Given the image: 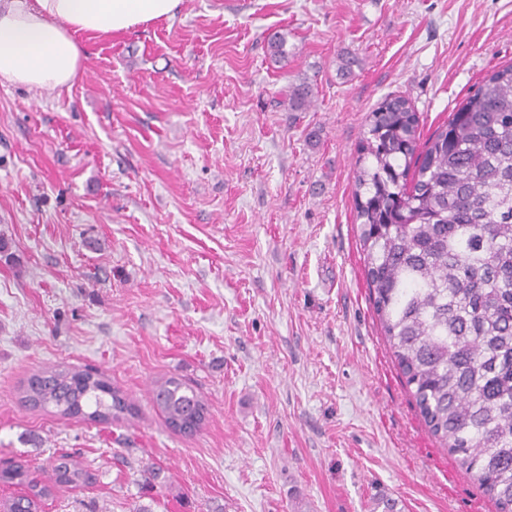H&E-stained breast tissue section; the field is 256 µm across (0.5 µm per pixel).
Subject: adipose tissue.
<instances>
[{
  "instance_id": "ef3b65f1",
  "label": "adipose tissue",
  "mask_w": 512,
  "mask_h": 512,
  "mask_svg": "<svg viewBox=\"0 0 512 512\" xmlns=\"http://www.w3.org/2000/svg\"><path fill=\"white\" fill-rule=\"evenodd\" d=\"M181 0H0V81L30 90L70 87L82 34L120 33L175 15Z\"/></svg>"
}]
</instances>
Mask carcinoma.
<instances>
[{"label":"carcinoma","instance_id":"carcinoma-1","mask_svg":"<svg viewBox=\"0 0 512 512\" xmlns=\"http://www.w3.org/2000/svg\"><path fill=\"white\" fill-rule=\"evenodd\" d=\"M285 34L268 37L288 58ZM308 82L288 87V106L307 109ZM352 198L364 271L381 332L428 431L494 502L512 512V64L493 70L424 145L403 96L366 117ZM169 425L206 408L179 379L155 386ZM33 410L110 423L133 404L103 375L53 367L31 376ZM47 483L20 465L0 483L26 488L0 512H38L43 500L87 480L62 454Z\"/></svg>","mask_w":512,"mask_h":512}]
</instances>
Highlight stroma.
I'll return each instance as SVG.
<instances>
[{
    "instance_id": "obj_1",
    "label": "stroma",
    "mask_w": 512,
    "mask_h": 512,
    "mask_svg": "<svg viewBox=\"0 0 512 512\" xmlns=\"http://www.w3.org/2000/svg\"><path fill=\"white\" fill-rule=\"evenodd\" d=\"M78 40L71 87L0 84V467L82 462L41 512H496L406 389L351 192L386 96L425 139L512 62V0H182ZM57 365L103 372L135 415L24 407ZM171 376L208 402L194 435L153 404ZM314 97V88L308 82H301L288 88V106L293 111L306 110Z\"/></svg>"
}]
</instances>
